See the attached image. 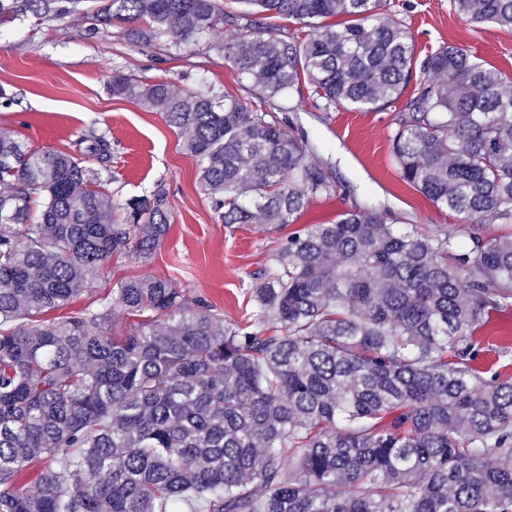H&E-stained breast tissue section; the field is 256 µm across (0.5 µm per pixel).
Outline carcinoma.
<instances>
[{"label":"carcinoma","mask_w":512,"mask_h":512,"mask_svg":"<svg viewBox=\"0 0 512 512\" xmlns=\"http://www.w3.org/2000/svg\"><path fill=\"white\" fill-rule=\"evenodd\" d=\"M0 0V24L92 14L93 36L224 55L268 100L307 82L326 109L394 104L412 37L378 0ZM512 28V0H452ZM344 16L340 24L325 19ZM273 18L311 33L288 40ZM241 28L213 42L224 26ZM390 136L403 181L469 226L512 227V77L440 46ZM112 96L189 132L184 150L217 221L293 224L334 191L307 141L211 87L179 93L116 71ZM31 151L0 129V512H512V381L476 367L475 336L512 313V232L422 231L375 209L288 235L226 323L169 279L121 280L68 307L121 253L169 231L166 192H105L112 144ZM138 318L107 333L112 302ZM35 459V490L19 479Z\"/></svg>","instance_id":"cac0c4a2"}]
</instances>
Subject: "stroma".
<instances>
[{
    "label": "stroma",
    "instance_id": "stroma-1",
    "mask_svg": "<svg viewBox=\"0 0 512 512\" xmlns=\"http://www.w3.org/2000/svg\"><path fill=\"white\" fill-rule=\"evenodd\" d=\"M379 12L408 28L416 60L451 42L512 76V30L471 24L452 11L451 0H380ZM88 26L85 18L74 16L0 27V88L12 100L10 107H0V128L11 130L29 149L71 154L88 130L108 132L115 201L163 188L172 223L150 259L112 257L75 307L107 297L118 281L161 278L176 282L189 297L205 299L225 322L243 320L253 288L295 226L219 224L197 188L196 162L182 147L184 133L169 127L160 113L112 97L107 84L117 69L149 83H171L180 92L214 86L254 108L261 97L222 56L178 49L164 40L135 45L118 26L91 38ZM403 108L399 101L370 112L326 110L307 88L271 103L286 131L305 134L310 160L326 167L336 185L334 194L310 202L301 223H328L345 211L372 207L428 230L459 225L455 213L437 210L401 177L390 134ZM506 326L497 318L480 330L479 366L512 380V356L498 355Z\"/></svg>",
    "mask_w": 512,
    "mask_h": 512
}]
</instances>
